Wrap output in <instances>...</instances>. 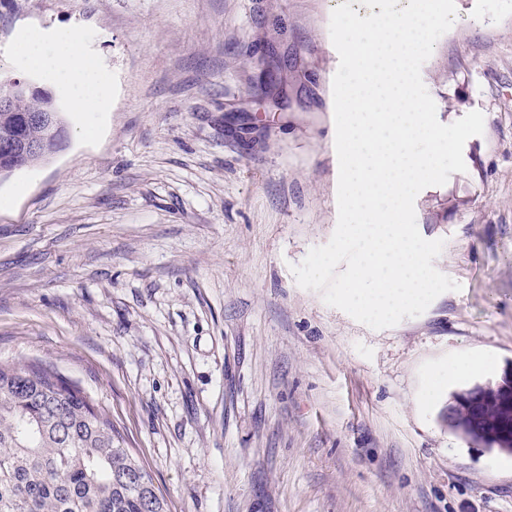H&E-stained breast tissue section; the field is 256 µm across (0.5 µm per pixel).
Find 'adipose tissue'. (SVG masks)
<instances>
[{
  "mask_svg": "<svg viewBox=\"0 0 512 512\" xmlns=\"http://www.w3.org/2000/svg\"><path fill=\"white\" fill-rule=\"evenodd\" d=\"M20 46L29 67L66 90L73 111L102 112L111 97V87L99 67L87 65L79 28H58L49 42L40 34L27 33L21 37Z\"/></svg>",
  "mask_w": 512,
  "mask_h": 512,
  "instance_id": "obj_1",
  "label": "adipose tissue"
}]
</instances>
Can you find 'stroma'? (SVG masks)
<instances>
[{
	"instance_id": "obj_1",
	"label": "stroma",
	"mask_w": 512,
	"mask_h": 512,
	"mask_svg": "<svg viewBox=\"0 0 512 512\" xmlns=\"http://www.w3.org/2000/svg\"><path fill=\"white\" fill-rule=\"evenodd\" d=\"M342 0H0L81 29L104 117L0 178V361L43 363L111 418L168 512H512V454L448 428L512 366V0H455L421 69L465 172L416 197L461 291L371 329L290 270L338 217L329 19ZM486 366L465 377L448 365Z\"/></svg>"
}]
</instances>
